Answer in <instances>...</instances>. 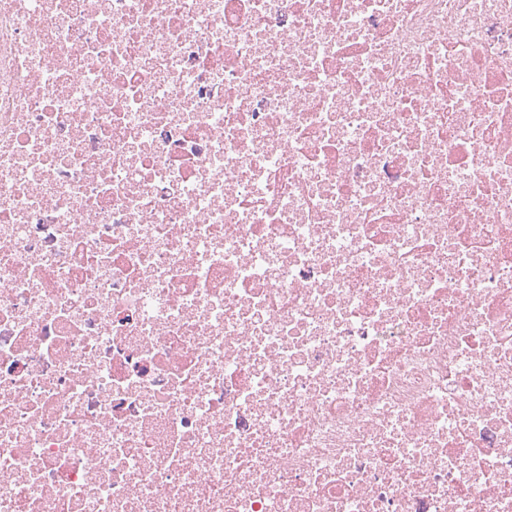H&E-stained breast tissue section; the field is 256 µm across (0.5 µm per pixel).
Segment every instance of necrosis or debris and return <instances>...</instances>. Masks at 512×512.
<instances>
[{"label":"necrosis or debris","mask_w":512,"mask_h":512,"mask_svg":"<svg viewBox=\"0 0 512 512\" xmlns=\"http://www.w3.org/2000/svg\"><path fill=\"white\" fill-rule=\"evenodd\" d=\"M0 512H512V0H0Z\"/></svg>","instance_id":"necrosis-or-debris-1"}]
</instances>
